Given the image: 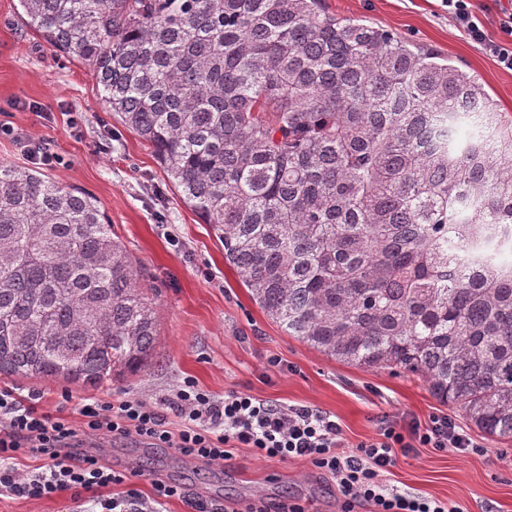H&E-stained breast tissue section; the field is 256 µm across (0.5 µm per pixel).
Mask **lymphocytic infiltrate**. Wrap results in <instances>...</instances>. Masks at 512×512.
Segmentation results:
<instances>
[{"label": "lymphocytic infiltrate", "instance_id": "lymphocytic-infiltrate-1", "mask_svg": "<svg viewBox=\"0 0 512 512\" xmlns=\"http://www.w3.org/2000/svg\"><path fill=\"white\" fill-rule=\"evenodd\" d=\"M448 17L467 39L502 69L512 71V12L494 22L480 19L472 0H443ZM184 421L178 432L165 426L164 410ZM81 427L68 418L38 411L34 404L8 389L0 390V495L50 498L71 492L86 504V512H165L170 499L184 498L176 485L156 478L150 496L126 488L125 473L114 471L82 447L87 436L134 437L154 448H173L205 464L231 460L246 448L259 458L285 461L304 458L330 477L341 495V512H354L368 503L374 512H459L458 507L425 495H411L383 485L382 473L396 463L398 454L414 446L439 452L479 454L483 447L447 415L432 416L426 425L409 423L399 429L388 425L375 437L346 445L339 425L329 415L307 406L272 405L244 392L218 399L192 378L167 397L138 398L102 403L84 400L78 408ZM40 459L34 471L19 473L20 457ZM117 494L104 495V488Z\"/></svg>", "mask_w": 512, "mask_h": 512}]
</instances>
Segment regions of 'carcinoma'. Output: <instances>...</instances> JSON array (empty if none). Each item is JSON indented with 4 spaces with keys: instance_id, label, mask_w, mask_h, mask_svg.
<instances>
[{
    "instance_id": "obj_1",
    "label": "carcinoma",
    "mask_w": 512,
    "mask_h": 512,
    "mask_svg": "<svg viewBox=\"0 0 512 512\" xmlns=\"http://www.w3.org/2000/svg\"><path fill=\"white\" fill-rule=\"evenodd\" d=\"M19 2L268 318L512 441V120L478 79L323 0ZM156 333L95 199L0 163V375L96 387L141 370Z\"/></svg>"
}]
</instances>
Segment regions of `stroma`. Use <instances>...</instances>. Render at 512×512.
Here are the masks:
<instances>
[{"instance_id":"stroma-1","label":"stroma","mask_w":512,"mask_h":512,"mask_svg":"<svg viewBox=\"0 0 512 512\" xmlns=\"http://www.w3.org/2000/svg\"><path fill=\"white\" fill-rule=\"evenodd\" d=\"M341 18L377 24L414 44L447 55L475 75L512 117V72L501 69L448 19L442 0H324ZM19 0H0V162L28 165L27 144L48 146L59 162L53 181L89 193L137 259L158 311V336L148 366L126 378L88 388L51 380L0 377V388L39 394L44 411L79 421V403L120 398L155 400L184 378L214 397L242 391L271 404L304 405L331 416L354 445L389 422L428 423L446 414L416 376L331 359L272 322L224 260V248L167 182L152 149L125 128L101 100L88 69L51 52L21 17ZM279 358L271 366V358ZM485 453L416 448L383 474L384 484L460 507L461 512H512V441L475 432ZM114 470L138 469L134 484L150 494L160 477L187 494L224 504L297 499L310 512H339L335 482L303 458L264 460L247 449L207 465L172 448L129 438L90 437Z\"/></svg>"}]
</instances>
